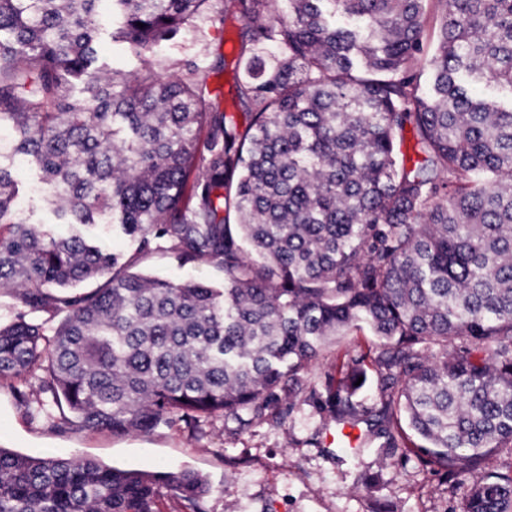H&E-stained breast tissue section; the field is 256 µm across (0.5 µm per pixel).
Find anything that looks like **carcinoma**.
I'll return each mask as SVG.
<instances>
[{
  "label": "carcinoma",
  "mask_w": 512,
  "mask_h": 512,
  "mask_svg": "<svg viewBox=\"0 0 512 512\" xmlns=\"http://www.w3.org/2000/svg\"><path fill=\"white\" fill-rule=\"evenodd\" d=\"M98 2L0 0V129L71 225L28 222L0 165V290L26 308L0 312V379L40 370L51 399L32 416L66 408L114 434L216 415L244 431L307 404L366 426L354 486L379 485L367 452L414 457L479 474L462 512H512V104L464 86L512 91V0H240L243 128L206 78L153 59L213 0H113L133 73L99 64ZM105 221L140 256L220 268L223 287L130 271L84 231ZM364 327L371 344L295 400ZM168 491L194 504L209 485L0 448V512H158ZM372 340L367 329L353 331L341 338L336 345L330 346L324 356L312 363L307 374L304 375L305 384H322L328 373L333 372L332 363L342 356L346 350L354 351L364 347Z\"/></svg>",
  "instance_id": "cac0c4a2"
}]
</instances>
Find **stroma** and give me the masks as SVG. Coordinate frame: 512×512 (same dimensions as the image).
<instances>
[{
  "mask_svg": "<svg viewBox=\"0 0 512 512\" xmlns=\"http://www.w3.org/2000/svg\"><path fill=\"white\" fill-rule=\"evenodd\" d=\"M103 25L100 58L110 68L136 71L140 61L126 44L114 41L112 30L121 22L112 12V0H100ZM247 28L238 0H216L213 12L162 44L157 53L161 71L185 76L198 70L206 76L216 105L234 116L245 107L234 97L236 59L228 54L226 39ZM0 164L12 171L20 189L18 203L30 222L53 224L57 217L44 195L36 193V171L22 158L7 153ZM140 272L175 282L203 280L222 286L223 274L209 265L184 263L173 253L157 252L140 259ZM368 330H358L330 346L312 363L304 380L322 384L337 357L370 343ZM27 398L13 383L0 381V444L10 451L33 456L82 455L122 469L192 470L202 475L210 490L199 510L174 493L161 500V512H373L374 502L389 504L392 512H460L476 477L461 472L441 482L416 459L375 460L379 475L377 495L355 489L349 475V454L335 455L317 446L316 436H328L327 416L303 405L282 423L257 422L236 431L221 418L192 432L184 423L159 426L142 435L89 431L78 422L33 420Z\"/></svg>",
  "mask_w": 512,
  "mask_h": 512,
  "instance_id": "obj_1",
  "label": "stroma"
}]
</instances>
